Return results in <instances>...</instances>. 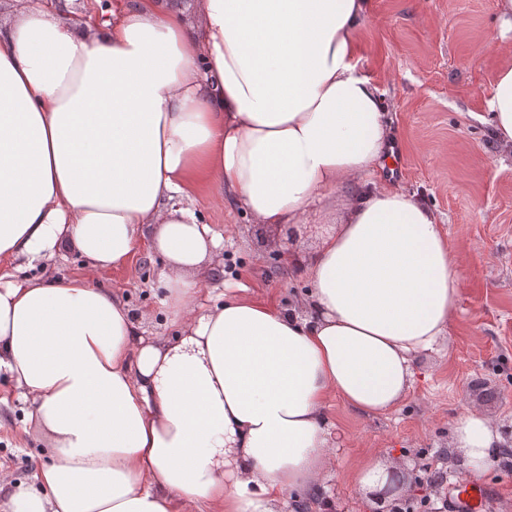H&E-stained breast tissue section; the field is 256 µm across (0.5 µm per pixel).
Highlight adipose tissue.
<instances>
[{"mask_svg": "<svg viewBox=\"0 0 512 512\" xmlns=\"http://www.w3.org/2000/svg\"><path fill=\"white\" fill-rule=\"evenodd\" d=\"M367 4L117 0L99 27L51 0L0 15V266L64 244L89 264L0 281V376L49 455L35 484L0 473L4 512H285L343 442L330 396L373 416L406 397L460 276L435 214L372 179L388 129L354 61ZM487 109L512 150V59ZM200 177L282 232L345 191L342 222L316 226L311 253L288 249L304 314L200 303L224 245L190 201ZM142 243L164 260L179 336L144 335L99 282ZM501 442L480 413L456 423L470 473Z\"/></svg>", "mask_w": 512, "mask_h": 512, "instance_id": "adipose-tissue-1", "label": "adipose tissue"}]
</instances>
